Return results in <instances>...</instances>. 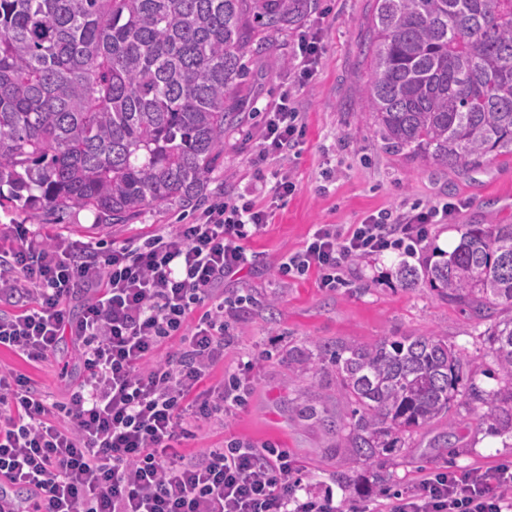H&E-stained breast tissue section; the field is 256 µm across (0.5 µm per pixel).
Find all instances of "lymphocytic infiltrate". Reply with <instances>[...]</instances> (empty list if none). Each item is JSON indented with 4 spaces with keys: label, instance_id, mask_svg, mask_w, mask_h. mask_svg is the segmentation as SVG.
<instances>
[{
    "label": "lymphocytic infiltrate",
    "instance_id": "obj_1",
    "mask_svg": "<svg viewBox=\"0 0 512 512\" xmlns=\"http://www.w3.org/2000/svg\"><path fill=\"white\" fill-rule=\"evenodd\" d=\"M301 132L299 112L282 100L266 119L261 158L287 156ZM455 209L389 210L348 230L317 225L278 271L314 269L321 287L335 289L351 260L389 248L414 254L427 225L449 223ZM271 218L233 197L195 223L107 250L25 224L0 230L9 241L0 246V303L13 306L0 311V348L37 362L67 336L81 369L53 407L30 378L0 368V512H336L332 493L304 491L285 451L236 438L198 457L174 448L245 403L239 374L204 394L199 386L223 361L229 319L245 301L225 297L222 285L248 264L243 240ZM81 291L75 317L69 301ZM173 337L182 350L156 359ZM380 512H512V464L426 473Z\"/></svg>",
    "mask_w": 512,
    "mask_h": 512
}]
</instances>
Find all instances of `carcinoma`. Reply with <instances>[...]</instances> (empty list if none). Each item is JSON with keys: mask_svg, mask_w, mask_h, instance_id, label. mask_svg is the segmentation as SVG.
I'll use <instances>...</instances> for the list:
<instances>
[{"mask_svg": "<svg viewBox=\"0 0 512 512\" xmlns=\"http://www.w3.org/2000/svg\"><path fill=\"white\" fill-rule=\"evenodd\" d=\"M362 104L388 147L465 171L512 154V0H375ZM300 0H0V207L46 220L89 210L107 225L195 205L224 164V130L255 28L283 30ZM8 186L3 194L1 186ZM484 316L512 310V224H469L418 273ZM498 387L470 384L478 425L512 433V317L486 330ZM336 368L334 426L366 461L448 419L466 358L435 335L316 346Z\"/></svg>", "mask_w": 512, "mask_h": 512, "instance_id": "carcinoma-1", "label": "carcinoma"}]
</instances>
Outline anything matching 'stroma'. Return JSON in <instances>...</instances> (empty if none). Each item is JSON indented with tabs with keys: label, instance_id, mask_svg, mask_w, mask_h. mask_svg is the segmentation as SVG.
I'll return each instance as SVG.
<instances>
[{
	"label": "stroma",
	"instance_id": "1",
	"mask_svg": "<svg viewBox=\"0 0 512 512\" xmlns=\"http://www.w3.org/2000/svg\"><path fill=\"white\" fill-rule=\"evenodd\" d=\"M374 6L375 0H309L297 26L262 33L264 48L246 58L248 76L237 91L236 119L224 133V163L209 174L194 207L148 209L112 227L87 210L33 225L48 238L122 245L194 223L207 207L231 196H245L272 211L271 224L243 243L249 265L224 283L225 294L240 288L254 301L237 310L224 360L200 385L210 390L223 382L225 372L255 360L245 373L247 401L224 421L194 428L176 449L191 457L238 438L287 451L295 477L313 491L332 489L338 512H377L386 496L411 491L428 471L512 463V447L504 437L478 429L479 404L461 397L450 409L457 420L454 448L435 447L446 430L439 421L414 432L400 452L373 462L359 459L348 448L345 432L328 425L344 410L335 369L326 365L302 374L292 359L318 344L435 334L466 353L473 383L485 390L497 386L488 376L493 365L485 336L488 320L448 301L427 282L404 287L396 272L403 264L419 271L433 264L445 240H460L466 225L512 223V155L489 157L462 172L413 164L387 147L379 126L359 109L370 79L365 49ZM304 31L320 38L319 56L307 77L298 65V36ZM284 96L299 112L304 135L288 160L260 159L266 114ZM281 172L296 185L284 197L275 191ZM446 201L461 207L451 223L429 226L414 255L390 249L355 259L336 290L320 288L313 270L290 278L277 272L288 254L303 249L316 225L346 229L383 210ZM0 366L28 376L53 402L66 399L78 376L67 338L55 355L38 363L2 347ZM306 407L315 408L316 416H301ZM375 471L380 474L376 480L371 477Z\"/></svg>",
	"mask_w": 512,
	"mask_h": 512
}]
</instances>
